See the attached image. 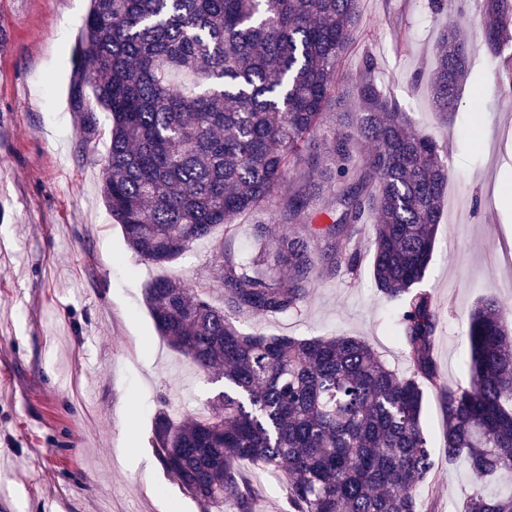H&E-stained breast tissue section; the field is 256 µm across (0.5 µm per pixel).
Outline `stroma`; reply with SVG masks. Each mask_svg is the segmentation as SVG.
I'll return each mask as SVG.
<instances>
[{"label": "stroma", "instance_id": "1", "mask_svg": "<svg viewBox=\"0 0 512 512\" xmlns=\"http://www.w3.org/2000/svg\"><path fill=\"white\" fill-rule=\"evenodd\" d=\"M90 0H0V512H203L162 467L152 423L162 408L195 413L224 389L158 336L143 302L159 276L212 275L201 240L165 266L129 250L100 193L107 139L80 144L68 106ZM359 37L338 66L376 79L417 129L444 142L453 174L424 288L439 323L444 382L469 378L468 314L485 297L512 303V209L493 189L512 170V82L481 50L477 0L434 15L427 0H361ZM463 30L477 50L459 109L441 124L431 83L439 34ZM356 273L319 279L297 315L241 321L245 334L364 337L396 373L409 370L396 309L372 280L360 241ZM424 428L434 467L418 493L433 512H464L475 478L449 461L433 388Z\"/></svg>", "mask_w": 512, "mask_h": 512}]
</instances>
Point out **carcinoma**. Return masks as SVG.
<instances>
[{
    "instance_id": "carcinoma-1",
    "label": "carcinoma",
    "mask_w": 512,
    "mask_h": 512,
    "mask_svg": "<svg viewBox=\"0 0 512 512\" xmlns=\"http://www.w3.org/2000/svg\"><path fill=\"white\" fill-rule=\"evenodd\" d=\"M360 0H90L70 86L81 140L109 114L102 198L129 249L172 262L224 227L214 247L220 302L204 283L157 277L145 305L167 343L196 368L224 379L202 415L161 409L153 445L165 471L204 506L254 512L263 488L251 461L281 473L283 512H428L418 486L433 469L422 428L423 384L447 424L448 461L464 459L480 484L466 512H512V306L478 301L469 314L467 385L439 379V321L420 287L429 267L451 170L443 145L416 129L364 57L340 91L337 64L357 38ZM512 0H481L482 48L512 73ZM475 47L459 30L439 39L433 104L456 112ZM336 102V129L320 136ZM360 139L366 154L353 149ZM332 157L325 173L319 154ZM306 177L278 198L299 168ZM326 185V224L312 200ZM273 203L280 223L255 227L256 257L231 248L235 220ZM373 246L378 291L398 310L410 371L399 376L356 336L245 335L238 319L296 314L317 279L354 272L359 236Z\"/></svg>"
}]
</instances>
